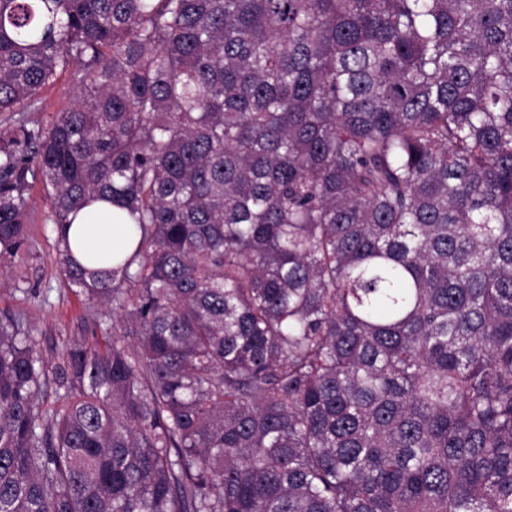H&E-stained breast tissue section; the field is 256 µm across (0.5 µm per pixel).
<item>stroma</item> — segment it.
<instances>
[{
  "instance_id": "obj_1",
  "label": "stroma",
  "mask_w": 512,
  "mask_h": 512,
  "mask_svg": "<svg viewBox=\"0 0 512 512\" xmlns=\"http://www.w3.org/2000/svg\"><path fill=\"white\" fill-rule=\"evenodd\" d=\"M78 88L75 70H67L46 89L29 124L50 125L70 105ZM27 244L21 256L0 262V318L13 316L29 327L46 371H53L64 348L74 341L105 346L107 337L93 321L104 308L67 288L60 270L59 249L49 199L41 185L31 192Z\"/></svg>"
}]
</instances>
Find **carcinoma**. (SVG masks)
<instances>
[{"instance_id": "obj_1", "label": "carcinoma", "mask_w": 512, "mask_h": 512, "mask_svg": "<svg viewBox=\"0 0 512 512\" xmlns=\"http://www.w3.org/2000/svg\"><path fill=\"white\" fill-rule=\"evenodd\" d=\"M0 112L112 307L51 413L0 319V512H512V0H0ZM76 70L73 67L62 73L55 85L41 94L38 109L35 112L24 114L30 126L34 124L42 127L50 125L57 117V113L72 103L78 88ZM115 210L107 203H98L94 209L79 214L68 233L73 254L85 265L96 266L98 260L117 249H126L123 224H112L110 215Z\"/></svg>"}]
</instances>
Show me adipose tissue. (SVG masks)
<instances>
[{"label":"adipose tissue","instance_id":"obj_1","mask_svg":"<svg viewBox=\"0 0 512 512\" xmlns=\"http://www.w3.org/2000/svg\"><path fill=\"white\" fill-rule=\"evenodd\" d=\"M112 206L98 203L95 208L83 211L72 225L68 240L73 254L85 265L118 249L126 248L123 225L112 223Z\"/></svg>","mask_w":512,"mask_h":512}]
</instances>
